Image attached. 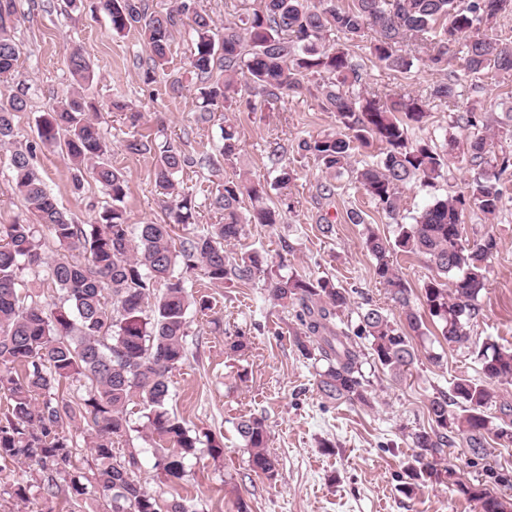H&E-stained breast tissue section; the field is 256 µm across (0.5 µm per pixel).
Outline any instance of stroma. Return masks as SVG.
I'll return each mask as SVG.
<instances>
[{
    "label": "stroma",
    "instance_id": "stroma-1",
    "mask_svg": "<svg viewBox=\"0 0 512 512\" xmlns=\"http://www.w3.org/2000/svg\"><path fill=\"white\" fill-rule=\"evenodd\" d=\"M14 32L22 54L12 79L0 80V98L21 90L27 94V111L14 118L19 143L36 141L38 117L72 85L63 55L80 50L95 74L88 95L103 105L124 96L141 115L133 126L122 113L103 108L98 114L111 143L112 162L128 179L130 224L164 222L167 210L154 187L151 156L128 153L127 140L150 134L157 142H170L189 153H211L229 121L240 133L237 159L218 171L205 164L186 169L179 176L186 191L202 197L204 190L216 187L237 168L272 183L266 152L269 142H281L296 178L284 190L272 184L269 195L276 202L289 194L294 209L284 213L279 224L246 225L240 248L265 251L279 264L281 274L326 277L347 288L351 305L342 314L345 322L357 323L361 308L369 304L391 309L362 239L370 227L395 238L397 226L355 187L351 173L337 177L322 172L311 155L299 150L301 140L343 130L334 113L321 110L314 95L290 94L270 105L244 90L232 112L218 111L201 119L188 35L175 37L167 74L144 83L141 74L148 52L140 35L113 34L97 0H16ZM346 49L363 63L367 83L393 94L425 96L448 77L447 71L420 67L407 76L391 71L371 60L362 42L347 44ZM174 77L183 85L177 94L169 88ZM36 164L59 206L77 223H92L107 204V194L94 183L74 190L65 154L39 151ZM472 176L467 162L451 158L448 180L433 185L415 181L404 187L402 215H416L435 199L466 191ZM501 183L503 207L494 220L475 209L464 215V236L474 239L488 232L499 242L487 268L486 288L479 297L481 313L471 324L469 343L449 345L432 332L414 338L418 358L397 379L372 357H364L370 405L336 403L319 391L315 367L293 342L298 323L293 313L270 298L264 280L211 288L192 271L185 275L189 291L210 297L213 308L187 311V360L171 374L168 408L191 435L220 441L224 453L215 457L199 446L186 461L184 477L168 480L155 466L154 443L141 429L142 408L137 405L131 415L132 431L116 441L117 456L136 452V476L159 505L181 496L192 500L198 512H237L241 499L251 512H477L474 504L452 495L443 484L420 481L409 495L403 488L415 464L409 434L427 425L429 399L436 391L449 390L455 379L478 377L477 351L486 340L512 348V170ZM321 184L333 185L329 199L318 197ZM352 210L362 214L363 223L348 222ZM324 217L333 226L328 235L319 229ZM238 338L244 347L235 352L230 344ZM249 417L263 418L268 427V448L278 460L274 477L256 474L249 465L237 432L238 423ZM450 461L465 481L484 479L489 465L512 474V446L493 445L485 460L459 446L452 449ZM31 468L28 462L8 466L7 477L0 482V512H88V504L48 498L36 490L28 500L13 498L12 485L25 480Z\"/></svg>",
    "mask_w": 512,
    "mask_h": 512
}]
</instances>
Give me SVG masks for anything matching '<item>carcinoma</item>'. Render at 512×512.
Segmentation results:
<instances>
[{
  "mask_svg": "<svg viewBox=\"0 0 512 512\" xmlns=\"http://www.w3.org/2000/svg\"><path fill=\"white\" fill-rule=\"evenodd\" d=\"M98 6L112 32L135 30L142 37L148 51L147 83L165 71L175 34L188 26L189 65L199 83L202 112L231 109L242 80L267 103L315 91L320 108L335 113L348 133L305 140L301 149L326 170L351 173L394 221L401 214L400 188L412 180L433 184L445 178L448 153L462 152L474 170L467 193L436 199L411 223L400 225L395 239L366 228L363 245L376 260L374 275L400 319L369 307L358 313L356 326L339 325L336 319L350 303L348 289L329 279L283 276L257 249L228 250L240 241L245 225L278 224L281 212L294 207L285 197L277 206L268 205L267 184L245 173L225 178L208 198L222 222L177 241L171 225L194 223L198 208L179 175L197 160L171 144L156 149L149 137L134 135L126 150L154 153L153 180L167 198L170 223L131 228L128 181L108 161L111 145L97 122L99 106L84 94L94 72L80 51L64 55L73 86L38 117L37 136L43 147L65 152L75 189L89 178L104 188L110 204L93 223H76L48 189L34 162L35 147L12 151L14 188L34 223L0 225V241H6L0 247V393L7 399L0 414V472L8 463L38 466L26 484L14 489L22 499L34 487L52 498L63 495L75 501L100 494V512H197L181 497L160 510L135 475V454L122 462L113 453L115 439L131 430L128 406L138 400L161 472L181 479L186 460L196 454L198 439L167 408L171 374L187 360L186 315L194 303L179 268L198 269L218 287L264 278L270 297L295 313L297 350L307 359L325 362L319 389L338 403H368L364 353L358 344L362 338L369 341L374 361L395 377L417 359L411 338L427 335L429 319L446 342H469L470 323L480 313L478 298L498 242L489 233L474 240L464 237L463 217L472 207L487 218L499 212L500 179L512 168V154L496 153L495 137L505 130L512 133V124L466 113L456 123L477 132L465 140L451 135L440 147L414 141L410 130L427 117L426 101L369 86L363 81V64L340 41L359 43L373 32L369 55L401 74L418 64L442 70L457 63L458 71L449 72L448 80L434 85L429 94L453 112L461 75L486 74L496 80L512 74V45L496 27L499 16L512 12V0H260L243 25L227 20L220 28L198 0H177L165 13L148 11L144 0H98ZM15 8V0H0V79L12 75L21 53L10 29ZM27 107L23 93L0 99V148L15 143L14 117ZM222 138L220 155L226 161L236 158V126L224 125ZM371 148L375 153L361 165L352 163L356 151ZM283 156L278 146L268 153L275 183L282 188L295 178ZM245 197L251 202L246 211ZM37 224L60 246L82 253L84 261L63 256L44 262ZM393 251L423 255L436 269L435 277L422 286L421 311L411 304V288L390 262ZM23 259L31 266L46 264V280L64 293V304L47 313L25 303L19 289ZM477 358L478 377L460 378L429 399V427L410 433L419 449V468L411 476L448 482L450 492L475 503L479 512H512V495L481 482H463L451 465L437 468V457L458 439L477 458L490 454L491 440L512 443V406L496 405L494 392L496 385L512 384V350L486 341ZM80 377L91 382L83 398L72 401L59 393L64 382ZM495 405L497 415L491 412ZM76 421L91 430L97 467L90 477L66 471L73 445L64 425ZM237 430L251 469L274 477L278 460L267 448L264 420L244 419Z\"/></svg>",
  "mask_w": 512,
  "mask_h": 512,
  "instance_id": "1",
  "label": "carcinoma"
}]
</instances>
